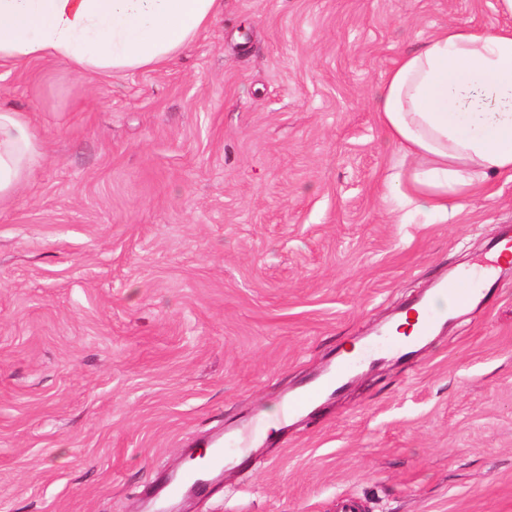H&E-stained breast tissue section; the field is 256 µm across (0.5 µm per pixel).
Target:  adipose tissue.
Returning a JSON list of instances; mask_svg holds the SVG:
<instances>
[{
	"label": "adipose tissue",
	"mask_w": 512,
	"mask_h": 512,
	"mask_svg": "<svg viewBox=\"0 0 512 512\" xmlns=\"http://www.w3.org/2000/svg\"><path fill=\"white\" fill-rule=\"evenodd\" d=\"M223 0H0V66L53 58L75 72L152 69L191 44ZM492 27L451 24L400 55L375 110L397 143L387 199L427 220L494 177L512 178V0ZM36 154L28 118L0 108V202L27 180Z\"/></svg>",
	"instance_id": "1"
}]
</instances>
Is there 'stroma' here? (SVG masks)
<instances>
[{"label":"stroma","mask_w":512,"mask_h":512,"mask_svg":"<svg viewBox=\"0 0 512 512\" xmlns=\"http://www.w3.org/2000/svg\"><path fill=\"white\" fill-rule=\"evenodd\" d=\"M491 0H224L158 69L0 67L39 141L0 203V512H154L161 474L512 228V180L396 223L374 102ZM512 512V268L410 359L269 431L184 512Z\"/></svg>","instance_id":"stroma-1"}]
</instances>
